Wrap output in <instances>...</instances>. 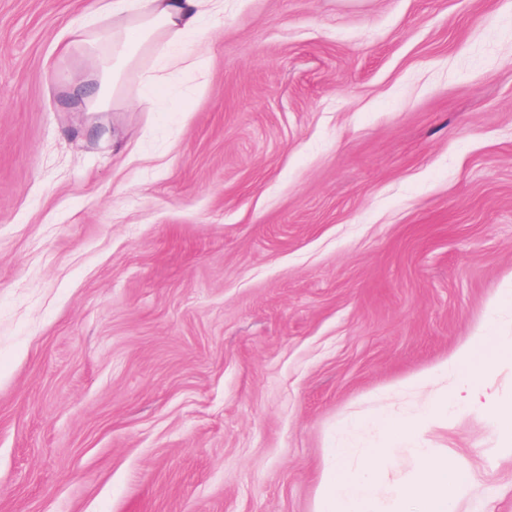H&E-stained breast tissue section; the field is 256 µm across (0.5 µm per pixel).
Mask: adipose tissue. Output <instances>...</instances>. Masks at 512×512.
<instances>
[{
  "instance_id": "1",
  "label": "adipose tissue",
  "mask_w": 512,
  "mask_h": 512,
  "mask_svg": "<svg viewBox=\"0 0 512 512\" xmlns=\"http://www.w3.org/2000/svg\"><path fill=\"white\" fill-rule=\"evenodd\" d=\"M223 10L224 0H104L92 5L81 23L66 28L58 44L60 53L95 54L99 37L94 26L102 13L112 19V58L95 69L86 84L73 86V93L83 96L90 110L107 109L120 88V72L134 64L141 68L145 95L158 96L162 71L200 68V57L185 51L184 45L204 19Z\"/></svg>"
}]
</instances>
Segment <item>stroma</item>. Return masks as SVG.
Here are the masks:
<instances>
[{"label":"stroma","mask_w":512,"mask_h":512,"mask_svg":"<svg viewBox=\"0 0 512 512\" xmlns=\"http://www.w3.org/2000/svg\"><path fill=\"white\" fill-rule=\"evenodd\" d=\"M0 0V512H315L338 427L512 291V0H224L203 77L92 112ZM423 432L512 512V362Z\"/></svg>","instance_id":"obj_1"}]
</instances>
